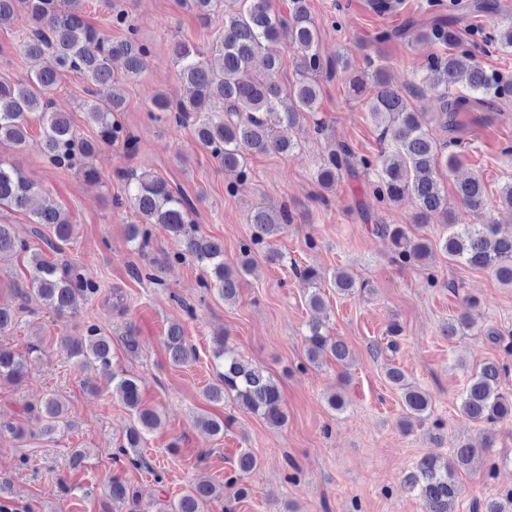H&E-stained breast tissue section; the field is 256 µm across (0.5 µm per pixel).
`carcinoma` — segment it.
I'll list each match as a JSON object with an SVG mask.
<instances>
[{
	"mask_svg": "<svg viewBox=\"0 0 512 512\" xmlns=\"http://www.w3.org/2000/svg\"><path fill=\"white\" fill-rule=\"evenodd\" d=\"M184 6L201 21L208 20L219 10L224 11V36L212 44L209 52L180 39L173 45V60L179 78L192 89L190 97L176 103L159 96L149 114L175 128L189 127L197 144L210 152L224 170L234 172L235 191L248 180L246 159L249 154L276 152L287 154L296 148L290 131L305 117L321 110L322 78L351 70L349 59L340 55L336 63L323 62L319 53L320 30L311 15L307 0H289L282 14L271 9L270 0H184ZM487 8L485 0H448V14H435L419 38L445 45L453 52L432 59L427 72L407 83L405 89L392 87L382 57L369 58L371 72L348 80L355 93L366 88L365 78H371L375 94L369 114L379 130L381 150L372 161L360 159L362 167L377 178L375 187L380 201L389 204L405 198L415 202L417 218L431 213L449 216L448 234L438 245L454 261L474 269L492 271L502 285L512 287V236L500 235L497 225L458 224L453 218L451 201L471 211L485 206V185L478 176L456 183L455 199L448 198L441 176L452 174L463 165V154L450 146H461L465 125L459 119L462 112H489L495 101L512 96V81L484 69L474 54L460 46V37L450 24L468 12ZM25 10L32 22L30 35L18 45L20 53L39 57L43 66L25 81L0 78V144L16 148L28 143L29 124L36 121L42 130L41 148L47 161L57 169L81 167L85 177L96 180L99 174L93 158L103 144H120L126 149L136 147L137 139L120 119L124 111L125 85L136 81L147 70L149 47L139 35L137 26L128 15L116 11L111 25L124 35L114 39L88 23L83 14V0H0V30L10 28L20 10ZM283 43L296 52L293 81L284 85L279 79L280 56L268 53L263 57V70L244 81L239 78L267 44ZM122 62L117 71L113 62ZM69 74L81 76L87 83L85 93L91 98L85 119L94 127L95 136H82L68 114L54 110L52 92ZM432 93L439 102L441 131L448 140L438 139L428 126L426 113L415 111L408 96L424 97ZM350 148L342 144L330 152L316 172L317 184L329 189L343 168L349 166ZM124 182L126 199L139 221L128 225V241L137 251L149 249L157 228L174 239L177 251L151 258L161 266L173 261L191 260L202 269L200 287L226 303L239 296L242 275L250 271L256 259L255 247L268 243L282 234L293 217L288 208L257 207L249 215L251 235L241 246V268L224 266V247L204 234L192 218L194 206L187 194L159 175L148 171L127 170L119 175ZM37 191L35 184L14 165L0 160V210H31L30 233L45 241L57 254L71 243L74 225L67 222L60 210L50 202L33 208ZM373 233L390 240L394 260L400 263H422L434 257L429 240L413 236L403 224H376ZM28 257V282L19 289L15 305H0V333L15 322L17 315L36 297L60 317L75 314L76 297H95L100 284L73 262L48 260L41 252L31 250L27 239L16 234L11 224H0V262L6 258ZM305 286L306 302L314 311L322 310L323 294L318 284L319 273L312 267L295 269ZM336 292L352 295L368 285L356 284L345 270L333 273ZM448 324V337L461 329L474 326L469 310ZM120 346L128 357L141 351V341L133 325L119 335ZM70 356L81 366H96L109 375L112 392L119 396L133 416L119 445V454L137 466L147 462L140 452L146 435L161 425V416L142 402L137 379L113 363L112 337L96 324H89L85 334L65 337ZM165 346L169 361L186 366L196 360V350L185 335L184 326L175 321L168 327ZM326 356L344 364L349 358L347 345L330 335L323 320L308 323L306 357L317 364ZM217 382L209 385L205 399L212 403L230 400L239 410L257 415L266 422L280 426L286 416L277 381L266 370L235 354L224 338L216 340L212 351ZM27 374L24 356L0 343V380L23 381ZM508 375L505 366L484 363L473 372L463 389L460 410L470 421L484 427L483 447L492 446L496 426L512 419V390L503 388ZM388 383L402 391L405 414L409 421L427 420L432 412L431 395L410 383L395 366H387ZM26 413L36 417L40 432L53 436L73 427L67 417L64 398L50 394L40 403L26 407ZM193 425L215 435L224 433V420L200 414ZM481 449L462 442L453 449L455 462L463 467ZM257 458L249 452L239 454L237 477L253 471ZM405 482L424 503V512H456L461 488L452 470L438 457L425 455L405 476ZM219 486L199 480L170 504V512H202V506L220 497ZM135 493L119 477L112 478L100 498L99 512H133Z\"/></svg>",
	"mask_w": 512,
	"mask_h": 512,
	"instance_id": "carcinoma-1",
	"label": "carcinoma"
}]
</instances>
